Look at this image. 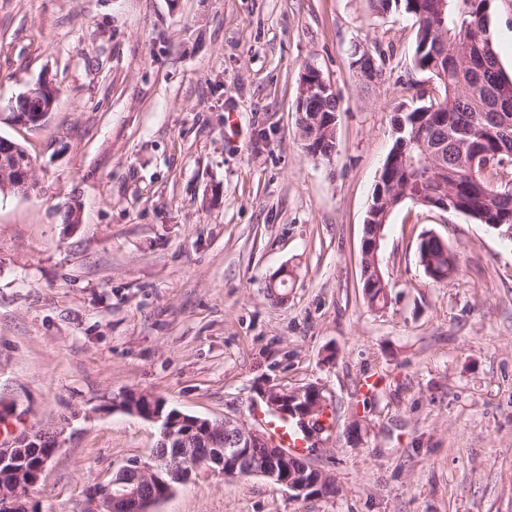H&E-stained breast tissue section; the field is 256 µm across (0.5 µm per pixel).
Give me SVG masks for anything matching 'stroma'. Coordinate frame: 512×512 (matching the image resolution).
I'll return each mask as SVG.
<instances>
[{"label":"stroma","mask_w":512,"mask_h":512,"mask_svg":"<svg viewBox=\"0 0 512 512\" xmlns=\"http://www.w3.org/2000/svg\"><path fill=\"white\" fill-rule=\"evenodd\" d=\"M490 25L512 73V0ZM356 43L385 57L368 89ZM414 48L412 18L372 0H0V101L60 90L39 126L0 113L35 162L28 194L0 192V443L61 430L26 512H86L90 485L151 458L157 424L113 400L264 432L260 391L306 384L328 399L310 458L333 493L203 470L158 512H512V242L406 201L380 244L384 306L362 288L394 118L437 91ZM309 65L342 99L329 162L299 134ZM429 234L458 258L441 283Z\"/></svg>","instance_id":"stroma-1"}]
</instances>
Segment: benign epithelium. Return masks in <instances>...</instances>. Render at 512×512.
I'll return each instance as SVG.
<instances>
[{
	"instance_id": "obj_1",
	"label": "benign epithelium",
	"mask_w": 512,
	"mask_h": 512,
	"mask_svg": "<svg viewBox=\"0 0 512 512\" xmlns=\"http://www.w3.org/2000/svg\"><path fill=\"white\" fill-rule=\"evenodd\" d=\"M52 86L41 82L27 88L18 98L9 101L6 110L11 120L21 126H38L53 111L58 93H48ZM335 92L321 72L311 66L304 70L298 100L321 98ZM320 117H307L299 112V128L303 141L311 145L317 137ZM9 150L0 156V178L6 188L26 194L33 188V165L28 152L14 142L6 143ZM384 225L375 226L372 235L365 237L364 262L379 268L378 252L383 238ZM261 400L269 410L282 419L299 420L305 433L312 427L327 406L322 389L306 385L288 389L269 386L260 392ZM155 397L148 394L125 397L117 403L121 409L159 424L161 439L157 447L166 448L176 441L180 445L165 453L157 465L137 464L121 467L107 482L90 487L87 493L88 512H155V507L170 497L183 477L216 463L222 466L227 477L237 476L239 465L246 467L245 474L261 477L285 487L292 496H312L333 489L329 476L310 464L308 459H297L280 448L271 446L267 437L258 429L230 418L213 422L207 418L174 414L165 419L154 405ZM202 433L208 440V453L198 448H186L189 436ZM47 438L58 439L49 428H38L18 438L14 445L0 446V512H23L24 493L38 485L46 466L23 465L25 452L36 447V442ZM152 494L145 495L144 486Z\"/></svg>"
}]
</instances>
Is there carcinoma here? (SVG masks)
Wrapping results in <instances>:
<instances>
[{"label": "carcinoma", "instance_id": "obj_1", "mask_svg": "<svg viewBox=\"0 0 512 512\" xmlns=\"http://www.w3.org/2000/svg\"><path fill=\"white\" fill-rule=\"evenodd\" d=\"M381 11L401 8L414 19L415 69L430 75L439 94L401 113L402 137L412 142L409 156L427 154L432 173L417 166L396 165L391 183L374 190L371 223L380 224L395 187L408 192L411 202H430L440 187L448 192L451 212L470 216L478 224L512 226V187L495 183L494 176L512 166V96L496 104L493 88L512 85V75L502 68L490 29L494 0H373ZM312 157L328 160L335 155V136L317 140ZM476 168L468 170L471 156ZM426 255L436 261L430 278L448 279V246L435 237L420 242ZM363 286L372 291L371 304L385 303L383 288L376 287L374 271L362 267ZM56 452L48 439L33 449L30 462L50 461Z\"/></svg>", "mask_w": 512, "mask_h": 512}]
</instances>
